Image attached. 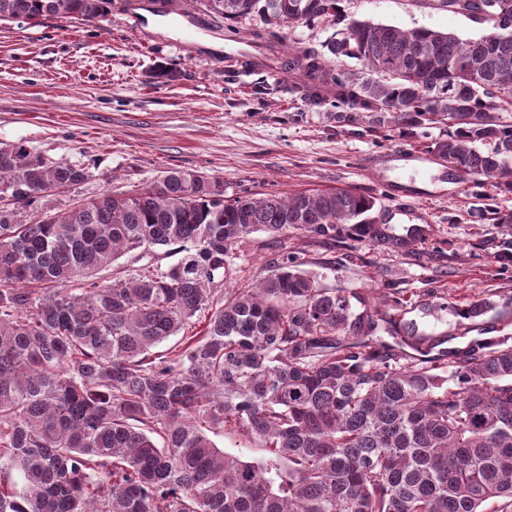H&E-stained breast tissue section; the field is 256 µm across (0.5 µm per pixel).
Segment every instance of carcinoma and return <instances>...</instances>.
<instances>
[{
    "instance_id": "cac0c4a2",
    "label": "carcinoma",
    "mask_w": 512,
    "mask_h": 512,
    "mask_svg": "<svg viewBox=\"0 0 512 512\" xmlns=\"http://www.w3.org/2000/svg\"><path fill=\"white\" fill-rule=\"evenodd\" d=\"M113 0H0V22H97ZM224 22L340 21L343 0H151ZM488 25L476 39L353 20L327 45L374 78L293 52L309 101L338 126L445 134L428 152L512 195V0H438ZM85 169L0 143V512H512V338L443 347L403 319L448 309L431 288L381 302L325 287L284 254L235 288V251L255 232L378 238L375 198L351 189L224 196L172 168L135 192L104 190L55 213L42 200ZM512 224V210L479 206ZM176 245L162 270L110 284L97 273L135 250ZM480 294L452 308L474 321ZM384 332L391 345L378 338ZM185 348L153 352L170 336ZM258 443L248 462L208 433Z\"/></svg>"
}]
</instances>
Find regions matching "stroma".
<instances>
[{
	"label": "stroma",
	"mask_w": 512,
	"mask_h": 512,
	"mask_svg": "<svg viewBox=\"0 0 512 512\" xmlns=\"http://www.w3.org/2000/svg\"><path fill=\"white\" fill-rule=\"evenodd\" d=\"M344 9L351 18L464 39L485 31L434 0H345ZM178 29L175 23L138 28L118 4L93 23L0 24V142L24 144L88 172L81 184L48 197V208L65 209L107 189L135 190L170 168L215 177L230 198L353 189L375 197L372 216L384 239L254 233L237 250L239 285L252 284L271 262L292 253L328 287L364 295L390 283L411 295L436 287L454 307L492 292L497 307L476 325L452 312H411L421 334L447 337L449 346L512 332V225L482 223L472 212L471 183L438 158L419 175L415 161H400L391 173L393 202L364 170L367 158L393 147L423 151L439 129L425 137H374L337 127L335 101L310 105L300 77L272 76L282 58L259 71H235L223 56L180 44ZM339 29L316 21L287 23L277 32L284 45L322 51ZM413 228L424 229L423 239L400 246Z\"/></svg>",
	"instance_id": "obj_1"
}]
</instances>
